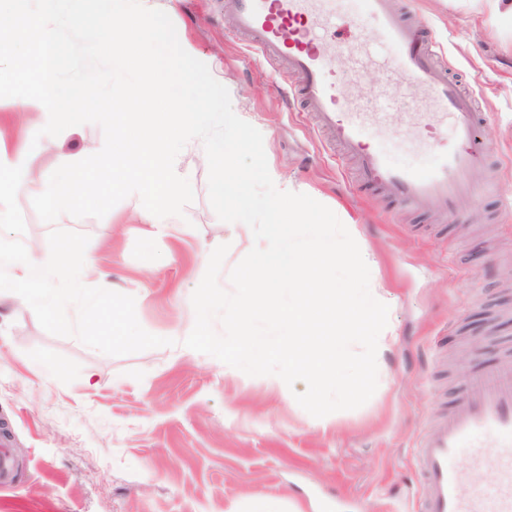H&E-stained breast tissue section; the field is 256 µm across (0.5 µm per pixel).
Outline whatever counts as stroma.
Listing matches in <instances>:
<instances>
[{
  "label": "stroma",
  "mask_w": 512,
  "mask_h": 512,
  "mask_svg": "<svg viewBox=\"0 0 512 512\" xmlns=\"http://www.w3.org/2000/svg\"><path fill=\"white\" fill-rule=\"evenodd\" d=\"M164 11L186 51L224 85L235 114L263 135L268 168L289 191L329 207L351 225L367 255L370 291L389 307V339L377 354L378 388L363 406L322 418L295 396L304 382L249 376L184 346L195 323L191 296L204 259L230 249L219 283L254 247L251 230L218 219L208 198V162L189 141L174 167L195 198L183 217L148 234L130 195L104 218L61 215L43 222L18 194L25 239L52 228L89 235L95 268L84 279L112 281L133 296L136 315L167 346L110 356L73 337L46 332L32 308L0 314V420L20 467L0 487V512H418L415 448L459 400L465 381L512 366V0H402L440 38L451 73L475 88L490 116L492 152L475 174L486 195L453 216L435 204L412 209L358 188L350 165L327 151L305 115L293 112L280 81L233 37L220 0H141ZM338 85L367 111L394 100L374 143L400 162L428 165L412 149L407 118L417 104L375 66L340 70ZM39 126L0 98V137L29 146V162L51 175L59 153L81 160L104 144L100 126L35 141Z\"/></svg>",
  "instance_id": "obj_1"
}]
</instances>
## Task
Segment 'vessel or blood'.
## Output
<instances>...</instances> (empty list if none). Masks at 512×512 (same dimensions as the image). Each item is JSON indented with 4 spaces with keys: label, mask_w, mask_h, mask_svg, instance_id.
I'll use <instances>...</instances> for the list:
<instances>
[{
    "label": "vessel or blood",
    "mask_w": 512,
    "mask_h": 512,
    "mask_svg": "<svg viewBox=\"0 0 512 512\" xmlns=\"http://www.w3.org/2000/svg\"><path fill=\"white\" fill-rule=\"evenodd\" d=\"M336 2L224 0V9L234 18L235 36L275 64L277 78L317 130L355 160L361 188L415 207L433 201L441 212L455 213L461 198L476 196L473 174L489 152L481 137L488 114L451 77L426 23L409 20L396 0H353L358 10L350 16L338 13ZM367 23L386 49L380 64L423 106L410 118L414 142L428 145V128L453 132L432 167L395 165L370 139L372 128L388 123V113L365 111L356 95L339 93L333 63L366 52L361 29ZM488 435L496 443L486 444ZM463 453L472 468L493 470L495 481L472 482L454 467ZM417 468L427 489L420 512H512V370L471 377L447 418L419 442Z\"/></svg>",
    "instance_id": "vessel-or-blood-1"
}]
</instances>
